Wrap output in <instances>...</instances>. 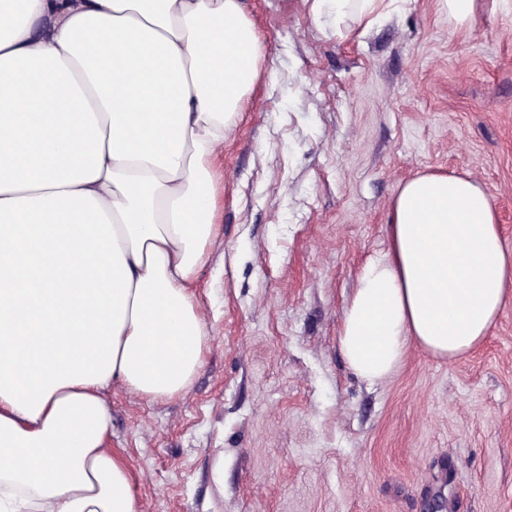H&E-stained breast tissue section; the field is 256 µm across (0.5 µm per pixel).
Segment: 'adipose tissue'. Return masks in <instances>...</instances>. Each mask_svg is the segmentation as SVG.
Listing matches in <instances>:
<instances>
[{
	"mask_svg": "<svg viewBox=\"0 0 512 512\" xmlns=\"http://www.w3.org/2000/svg\"><path fill=\"white\" fill-rule=\"evenodd\" d=\"M380 3L310 10L340 29ZM263 57L242 0H0V512H138L101 392L168 400L203 365L214 151ZM386 238L339 337L368 382L412 345L470 353L512 297L471 177L405 180Z\"/></svg>",
	"mask_w": 512,
	"mask_h": 512,
	"instance_id": "1",
	"label": "adipose tissue"
}]
</instances>
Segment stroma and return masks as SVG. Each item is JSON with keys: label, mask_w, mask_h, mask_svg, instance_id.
Listing matches in <instances>:
<instances>
[{"label": "stroma", "mask_w": 512, "mask_h": 512, "mask_svg": "<svg viewBox=\"0 0 512 512\" xmlns=\"http://www.w3.org/2000/svg\"><path fill=\"white\" fill-rule=\"evenodd\" d=\"M243 6L265 57L218 149L203 367L170 400L105 392L139 512H512V301L466 357L412 346L373 384L339 348L405 179L479 181L512 251V9L464 30L396 0L340 37L306 0Z\"/></svg>", "instance_id": "obj_1"}]
</instances>
